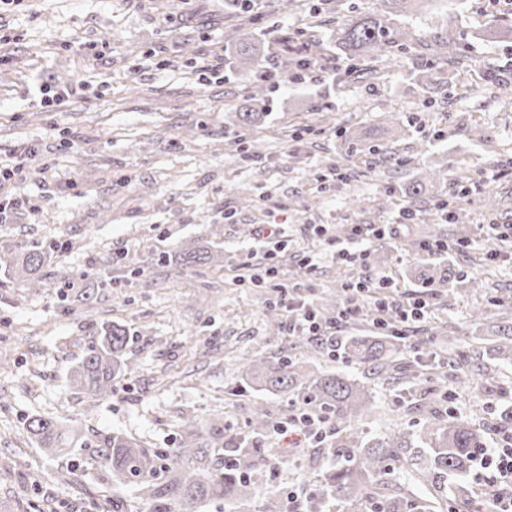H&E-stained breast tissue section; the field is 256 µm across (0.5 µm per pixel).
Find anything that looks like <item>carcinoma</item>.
Segmentation results:
<instances>
[{
  "label": "carcinoma",
  "instance_id": "carcinoma-1",
  "mask_svg": "<svg viewBox=\"0 0 512 512\" xmlns=\"http://www.w3.org/2000/svg\"><path fill=\"white\" fill-rule=\"evenodd\" d=\"M422 0H372L371 6L336 20L328 42L342 53L348 63L344 75L375 77L378 64L414 52L418 38L407 31L403 18L416 11ZM227 8L242 18L245 32L232 49L238 69L253 72L261 65L265 38L252 32L256 21L254 6L241 0H229ZM485 36L500 43L512 42V20L490 23ZM467 38L446 32L432 36L424 44L427 54L416 55L407 78L411 84L433 93L454 85V78L475 67L465 49ZM345 155L377 152L390 157L394 152L383 146L367 145L357 134L344 139ZM441 177L440 168L430 166L421 178L405 190L410 206L417 205L424 182ZM64 248L55 244H33L18 255L11 265L15 279L34 288L43 279L42 269ZM224 262V253L201 254L188 250L180 254V265L192 267ZM460 274L451 262L428 265L419 271L416 283L421 288L448 290L459 282ZM95 340L82 359L69 372L70 386L81 393L87 410L111 397L125 371L128 343L126 330L110 321L95 323ZM498 339L488 349L493 359L512 362V324H502ZM404 336H350L339 348V355L350 364L362 365L376 378L403 375L415 384L440 380L450 386L470 381L476 374L469 355L456 347V337L448 336V361L399 366L394 356L401 349ZM324 351L323 345L301 338L288 356H251L238 360L242 379L263 390L288 399V405L329 417L335 432L359 429L361 404L371 398L367 381H353L343 373H312L302 364L304 352ZM270 426L262 413H254L247 422V434L224 432V421L206 424L189 422L183 427L172 448L154 449L145 441L124 432H114L93 442L70 425L48 415H36L27 422V433L40 448L63 451L70 444L90 450L97 512H198L205 502L235 504L250 495L258 497V512H283L282 497L275 492L258 490L254 475L261 469L267 449L250 445V439ZM485 436L473 423L452 415L430 416L415 424L400 426L381 435L363 436L350 443L341 437L331 439L323 448H306L303 456L312 458L317 467L313 492L306 507L311 512H440L441 501H468L464 480ZM452 486L445 485L448 476ZM431 484L439 495L433 499L417 496L410 481ZM133 487L136 496L125 501L105 495L109 487Z\"/></svg>",
  "mask_w": 512,
  "mask_h": 512
}]
</instances>
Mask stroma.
I'll list each match as a JSON object with an SVG mask.
<instances>
[{
  "label": "stroma",
  "instance_id": "obj_1",
  "mask_svg": "<svg viewBox=\"0 0 512 512\" xmlns=\"http://www.w3.org/2000/svg\"><path fill=\"white\" fill-rule=\"evenodd\" d=\"M278 2L257 3L271 33L265 64L281 65L300 47L335 58L331 45L304 46L301 32H326L351 0H332V10L316 16V0H300L288 14ZM484 7L485 0H434L405 26L425 39L442 29L467 33L482 74L512 84V43L483 38ZM236 24L224 0H23L0 9V29L11 35L0 43V154L40 148L24 179L0 187V200L16 212L13 223L0 224V359L9 367L0 372V462L46 476L33 490L16 473H1V496L88 512L87 451L55 456L35 447L25 423L36 414L94 435L126 432L153 448L170 447L188 418L222 416L231 433L244 431L257 411L284 420L285 400L245 386L236 361L290 349L287 296L319 307L357 277L328 247L355 224H395L393 238L365 241L372 268L388 278L392 300L429 304L398 362L446 359L440 332L453 329L480 372L452 389L450 408L496 440L493 411L512 407V365L491 363L485 350L498 323L512 319V238L488 235L487 227L512 225V98L479 89L424 95L404 66L384 64L374 80L330 73L264 87L265 112L244 128L235 114L247 82L224 51L240 36ZM81 43L95 44L103 59L80 54ZM215 61L225 70L205 71ZM83 82L88 91L57 111L41 107L40 85ZM395 116L409 122L396 159L345 157V132L386 144ZM474 126L483 139L471 135ZM430 164L444 166L445 184H427L421 205L447 203V215L428 220L421 212L397 226L404 183ZM345 168L354 179H338ZM490 190L503 199L500 211L483 205ZM31 201L38 212L28 211ZM273 222L286 225L274 249L277 289L242 278L245 267L265 264L271 249L256 230ZM313 224L322 236L310 233ZM460 238L470 248L455 250ZM34 241L72 245L37 288L7 273L10 258ZM434 241L451 244L447 255L467 272L462 292L440 294L412 280L413 266L447 256L423 250ZM209 242L221 247L223 266L160 273V252ZM306 257L314 267L304 271ZM475 274L489 281L478 293L470 290ZM94 320L124 325L130 341L117 393L89 412L66 375L91 344ZM372 386L375 401L360 425L385 433L409 401L401 385Z\"/></svg>",
  "mask_w": 512,
  "mask_h": 512
}]
</instances>
